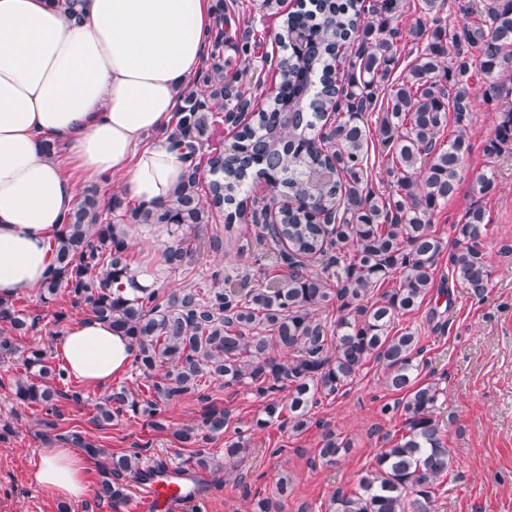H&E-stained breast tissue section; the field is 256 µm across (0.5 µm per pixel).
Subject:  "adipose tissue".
Here are the masks:
<instances>
[{"instance_id":"obj_1","label":"adipose tissue","mask_w":512,"mask_h":512,"mask_svg":"<svg viewBox=\"0 0 512 512\" xmlns=\"http://www.w3.org/2000/svg\"><path fill=\"white\" fill-rule=\"evenodd\" d=\"M214 21L213 0H0V297L40 289L54 268L76 206L72 171L120 175L123 195L149 209L170 203L183 174L171 117ZM53 353L96 387L133 358L128 338L92 317L72 320ZM90 468L50 442L31 479L70 501L85 496Z\"/></svg>"}]
</instances>
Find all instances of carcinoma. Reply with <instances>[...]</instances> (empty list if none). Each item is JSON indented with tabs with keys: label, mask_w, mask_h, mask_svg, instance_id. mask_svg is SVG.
Here are the masks:
<instances>
[{
	"label": "carcinoma",
	"mask_w": 512,
	"mask_h": 512,
	"mask_svg": "<svg viewBox=\"0 0 512 512\" xmlns=\"http://www.w3.org/2000/svg\"><path fill=\"white\" fill-rule=\"evenodd\" d=\"M365 2L309 0L287 15L276 34L288 49L278 92L210 158L213 179L202 196L196 151L208 139L215 114L246 104L228 75L239 72L240 59L251 55L252 40L246 36L236 45V60L211 58L183 91L174 115L170 136L184 162L175 199L154 211L126 208L123 199L112 196L104 207L97 187L86 188L58 237L56 266L42 293L52 299L66 289L72 306L108 322L133 345V370L148 383L151 396H136L121 384L111 388L96 404L92 420L99 426L128 413L154 419L161 404L198 392L202 379L209 378L226 387L247 382L264 399V417L256 426L282 419L299 435L321 398L339 394L364 365L378 362L388 388L401 394L396 407L405 416L404 431L388 440L355 489L336 490L333 512H429L451 464L433 415L439 389L417 381L419 337L407 329L393 332V323L418 308L433 285L443 243L430 221L456 192L471 155L466 129L477 99L473 77L491 79L495 89V79L512 71V0H480L474 26L452 36L440 26L445 0H420L422 18L409 35L427 45L396 77L401 31L363 26L361 17L368 11L390 20L402 13V0ZM352 41L357 48L347 57ZM200 82L209 93L196 90ZM379 100L383 113L376 136L390 186L381 194L365 179L364 116ZM450 113L455 129L445 139L440 132ZM485 152L512 153V108L502 113ZM250 176L275 179L278 194L288 199L279 226L261 224V242L267 245L262 257L287 263L284 279L244 293L231 285L204 295L190 289L164 302L153 291L124 292V280L134 278L125 259L128 245L104 210L122 211L137 224H206L222 212L231 225L248 208L243 193ZM320 212L336 216V223H315ZM455 231L461 253L450 257L454 283L482 297L490 281L479 250L488 232L485 210L478 205L468 210ZM285 243L288 250L278 248ZM305 258L319 261L321 269L302 271ZM394 275L398 286L383 301L368 303L377 285ZM332 306L339 312L336 321L316 314ZM0 322L28 331V318L10 300H0ZM21 366L16 399L55 414L56 402L67 396L65 369L40 348L28 350ZM285 381L289 392L283 401L273 393ZM227 423L224 410L210 407L201 424L177 431L193 448L198 466L209 465L205 443L224 434ZM60 439L99 460L98 505L122 504L123 477L139 470L141 453L109 456L78 432ZM349 447L327 430L318 458L333 464Z\"/></svg>",
	"instance_id": "obj_1"
}]
</instances>
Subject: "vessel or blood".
I'll list each match as a JSON object with an SVG mask.
<instances>
[{
	"label": "vessel or blood",
	"instance_id": "obj_1",
	"mask_svg": "<svg viewBox=\"0 0 512 512\" xmlns=\"http://www.w3.org/2000/svg\"><path fill=\"white\" fill-rule=\"evenodd\" d=\"M195 471L168 465H154L130 502V512H184L197 498Z\"/></svg>",
	"mask_w": 512,
	"mask_h": 512
}]
</instances>
